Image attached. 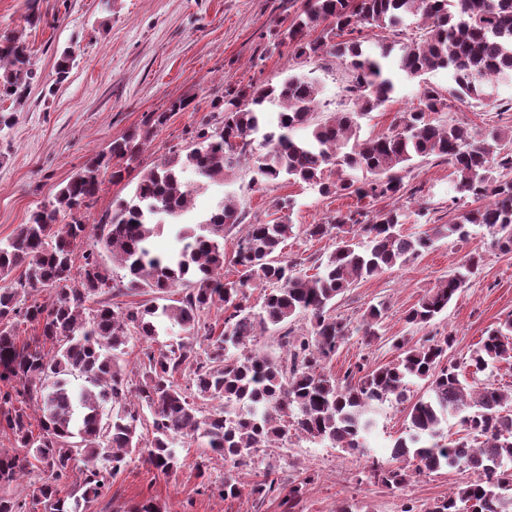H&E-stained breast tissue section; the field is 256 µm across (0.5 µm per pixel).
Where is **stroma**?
Returning <instances> with one entry per match:
<instances>
[{"label": "stroma", "instance_id": "obj_1", "mask_svg": "<svg viewBox=\"0 0 512 512\" xmlns=\"http://www.w3.org/2000/svg\"><path fill=\"white\" fill-rule=\"evenodd\" d=\"M29 1L0 0V37L23 34L35 73L25 100L13 109L10 127L0 129L2 241L27 223L40 203L91 156L141 127L148 113L165 112L169 119L143 147L133 164L134 175L105 184L95 213L130 199L137 173L153 168L170 151L185 150L186 130L213 115L225 90L276 85L290 75L304 74L320 88L315 119L349 105L344 88L350 71L344 62L328 57L306 63L294 58L288 47L276 52L268 48L272 32L286 27L305 0H33L42 15L34 27L26 22ZM67 48L74 52L75 65L59 83L56 62ZM391 78L395 84L391 99L360 118L361 137L387 132L402 111L416 106L419 82L398 70L392 71ZM181 100L188 101V108L173 111V104ZM432 119L482 131L512 128V112L500 114L483 105L455 102ZM450 172L443 159L414 161L396 203L410 211L424 209L425 215L406 224V232L455 221L458 211L449 204ZM253 176L249 164L226 170L222 189L194 192L183 223L204 221L228 193L236 196L248 221L254 223L273 222V200L290 197L294 202L291 221L300 228L339 211L363 205L375 212L394 203L324 195L317 187L284 179L254 192L250 189ZM471 252L480 253L483 261L448 309L424 329L407 325L405 312L439 280L457 271ZM379 303L386 311L377 338L368 342L361 334H351L330 364L334 374L343 375L361 362L374 368L395 360L394 344L403 337L415 342L425 335L450 334L455 343L449 357H467L489 328L512 315V253L497 250L483 228L472 231L463 242L437 238L416 259L361 281L337 298L336 312L355 328L365 309ZM408 432L403 405L392 401L381 408L367 455L295 436L284 447L259 449L252 463L238 472L244 491L234 500L201 492L196 469L201 450L182 447L178 454L183 465L176 472L165 476L143 461L131 463L113 478L111 499L95 502L89 512H131L149 498L164 512H282L276 501H261L249 493L270 468L283 476L299 471L310 476L296 512H336L342 501L352 512H400L406 496L424 508L467 481V474L442 470L421 475L403 492L358 478L372 461L391 466V448Z\"/></svg>", "mask_w": 512, "mask_h": 512}]
</instances>
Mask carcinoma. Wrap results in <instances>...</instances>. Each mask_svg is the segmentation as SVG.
Segmentation results:
<instances>
[{
  "label": "carcinoma",
  "instance_id": "cac0c4a2",
  "mask_svg": "<svg viewBox=\"0 0 512 512\" xmlns=\"http://www.w3.org/2000/svg\"><path fill=\"white\" fill-rule=\"evenodd\" d=\"M368 28L391 35L377 53L365 51L360 40ZM270 44L274 50L286 45L307 62L326 55L344 61L352 73L345 88L351 107L313 121L320 89L303 74L278 85L229 89L214 122L190 133L186 153L174 152L142 172L130 200L89 220L105 177L122 181L153 129L166 123L167 113H156L144 129L89 158L13 237L0 240V281L24 268L17 281L0 286V429L15 448L0 452V512H31L39 503L51 512H86L133 458L167 475L180 467L177 446L192 443L224 460V480L204 489L237 498L242 486L235 471L248 466L257 449L287 442L291 430L366 453L372 412L392 400L406 405L409 434L391 448L397 466L373 462L368 479L403 490L416 475L469 471L476 478L424 512H512V390L462 379L468 367L477 374L501 362L512 365L511 316L462 362L448 357V335L412 345L401 339L397 358L374 369L358 364L340 378L328 368L353 330L334 314L336 299L362 280L417 257L438 236L465 238L469 225L485 228L500 250H512V149L505 144L512 130L483 135L430 119L448 109L450 98L481 105L492 98L495 82L512 80V0H306ZM392 67L409 79L446 69L454 85L445 98L420 82L417 106L403 111L387 132L362 139L358 119L394 92ZM34 77L23 37L1 38L0 101L21 103ZM273 101L279 111H265ZM300 127L309 132L296 139L292 132ZM261 131L264 152L256 155L253 135ZM431 156L452 167V204L466 198L484 204L420 234L403 231L411 213L398 205L376 213L338 212L308 224L305 235L337 239L311 275L281 255L296 229L285 215L293 209L288 197L275 201L280 220L245 224L231 259L241 267L235 280L223 273L224 229L245 219L235 196H224L201 224L173 222L191 204L188 171L202 185L217 184L225 168L251 162L252 186L259 189L288 177L325 195L398 200L411 162ZM331 166L340 172L334 181L325 178ZM348 169L366 177L356 180ZM62 214L71 221L60 223ZM166 226L175 230L176 245L158 251L152 239ZM88 237L111 254L122 278H114L94 250H80ZM479 263V256H469L405 313V322L420 328L431 323ZM183 283L181 298L169 301ZM259 286L265 293L255 312L249 291ZM44 290L55 291L52 303L27 302V295ZM140 291L153 299L118 311L112 306L113 297ZM216 305L224 307L218 334L205 318ZM382 318L383 309L371 305L356 330L371 340ZM302 319L307 333L297 335L294 325ZM25 322L40 335L21 343L16 326ZM174 328L182 333L177 341L153 347L162 331ZM269 331L277 333L280 354L246 349ZM137 343L145 348L134 381L123 357ZM416 381L424 383V393L415 399L409 386ZM452 417L460 424L455 439L445 433ZM76 470L80 482L61 496ZM33 472L32 499L9 492ZM308 481L268 472L250 494L274 496L284 512H294Z\"/></svg>",
  "mask_w": 512,
  "mask_h": 512
}]
</instances>
